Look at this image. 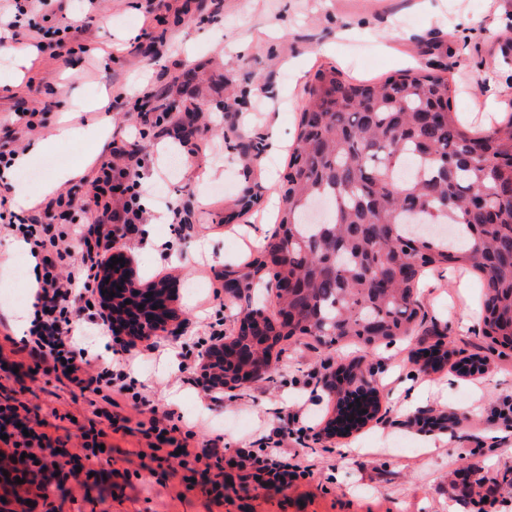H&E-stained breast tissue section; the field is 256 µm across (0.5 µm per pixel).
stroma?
Instances as JSON below:
<instances>
[{
	"label": "stroma",
	"mask_w": 512,
	"mask_h": 512,
	"mask_svg": "<svg viewBox=\"0 0 512 512\" xmlns=\"http://www.w3.org/2000/svg\"><path fill=\"white\" fill-rule=\"evenodd\" d=\"M99 22L85 36L88 52L65 55L29 51L17 70L0 69V145L32 146L62 125L108 118L113 139L144 130L140 145L150 160L143 173L153 191L143 203L155 212L177 203L193 214V230L152 221L155 240L144 250L142 234L121 241L115 255L126 258L135 283L169 284L175 312L153 348H142L130 369L151 404L173 419L199 421L200 439L215 442L225 456L256 448L261 437L313 426L320 440L300 448L298 461L311 466L308 479L277 492L242 486L237 470L224 471V497L209 494L207 476L191 474L158 452L139 457L148 440L136 423L109 433L105 449L86 462L64 492L33 483L25 465H14L13 481L0 482V512H512V428L496 416L512 403V350L483 334L482 280L470 270L428 271L419 292L422 335L386 341L370 351L336 349L310 336L281 341L271 377L226 385L222 404L203 387L186 382L180 366L161 370L165 343L193 344L206 325L223 320L236 336L244 314L275 310L274 295L252 289L249 296L214 294L217 275L242 257L262 258L253 234L271 237L282 207L300 112L317 71L336 68L343 77L383 79L400 73L402 58L447 77L451 106L469 126L488 129L512 111V49L502 37L512 26V0H431L430 9L412 0H102ZM299 64L294 76L289 61ZM266 86L264 96L252 93ZM161 90L150 107L193 118L182 133L183 163L172 170L159 147L163 140L137 111L121 105L79 115L73 102L100 92L124 90L134 97L144 87ZM37 110L44 127L27 135L11 117ZM279 150H271L270 126ZM216 178L201 182L207 169ZM259 202L240 212L246 194ZM206 204H199V197ZM17 264L0 235V359L13 362L11 338L21 330L10 314L3 283ZM200 293L187 292L189 282ZM451 353L443 369L423 373L424 353L433 346ZM360 361L372 375L379 400L375 417L341 437L326 433L337 398L317 386L318 378ZM183 397L171 402L168 392ZM415 395L403 406V392ZM26 403L31 419L61 439L57 464L71 468L84 456L80 435L98 425L87 398L72 394L55 376L0 375V398ZM465 416L461 430L435 448L425 434H441L437 420Z\"/></svg>",
	"instance_id": "obj_1"
}]
</instances>
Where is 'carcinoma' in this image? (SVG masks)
I'll use <instances>...</instances> for the list:
<instances>
[{"mask_svg":"<svg viewBox=\"0 0 512 512\" xmlns=\"http://www.w3.org/2000/svg\"><path fill=\"white\" fill-rule=\"evenodd\" d=\"M448 79L406 70L382 81L320 70L301 112L265 260L232 268L243 292L269 269L272 316L256 309L233 338L273 368L292 336L371 347L416 332L417 284L469 266L485 288L483 333L512 347V119L472 132Z\"/></svg>","mask_w":512,"mask_h":512,"instance_id":"carcinoma-1","label":"carcinoma"}]
</instances>
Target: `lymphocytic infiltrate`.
<instances>
[{"mask_svg": "<svg viewBox=\"0 0 512 512\" xmlns=\"http://www.w3.org/2000/svg\"><path fill=\"white\" fill-rule=\"evenodd\" d=\"M53 2L0 0V42L19 40L31 30L59 49L79 43L95 18L98 0H82L84 15L76 23L57 20ZM144 165L140 148L116 144L109 158L99 159L95 166L85 200H78L76 190L70 188L44 197L27 214L7 210L5 200H0V227L27 246L41 269L34 285L37 304L32 328L21 350L44 373L66 379L80 393L90 394L93 415L107 421L114 408L124 405L136 410L147 402L125 372L138 353L136 342L114 335L104 312L89 310L97 302V274L110 262L113 248L147 221L142 203ZM81 212L88 214L87 223H77ZM89 314L97 328L119 344L118 367L103 366L98 354L77 347L80 326ZM27 410L14 397L0 402V429L6 434L0 453L11 460L25 459L32 474L42 475L52 470L57 448ZM146 434L152 452L165 446L178 449L180 466L191 472L206 474L228 464L237 468L243 481L277 491L311 474L309 468L287 462L290 450L283 433L269 447L239 448L229 459L216 445L198 441L193 423L170 425L154 416Z\"/></svg>", "mask_w": 512, "mask_h": 512, "instance_id": "lymphocytic-infiltrate-1", "label": "lymphocytic infiltrate"}]
</instances>
